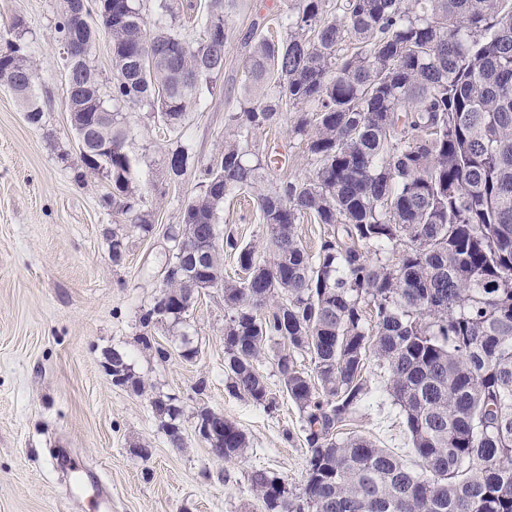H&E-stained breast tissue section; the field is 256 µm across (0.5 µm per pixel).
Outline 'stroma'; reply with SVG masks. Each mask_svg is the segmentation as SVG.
<instances>
[{
  "label": "stroma",
  "mask_w": 512,
  "mask_h": 512,
  "mask_svg": "<svg viewBox=\"0 0 512 512\" xmlns=\"http://www.w3.org/2000/svg\"><path fill=\"white\" fill-rule=\"evenodd\" d=\"M63 0H0V40L14 18L26 22L25 41L35 74L42 119L0 85V512H94L63 477L62 460L83 468L86 483L102 477L112 491L111 512H265L250 476L265 470L303 482L308 457L305 423L284 395L270 353L256 362L276 399L273 410L232 396L224 380V291L199 293L181 323L152 321L172 244L201 167L215 162L232 130L227 99L244 95L250 28L283 37L278 18L297 0H240L227 17L224 72L181 126L166 127L144 109L123 112L126 150L140 208L154 230L144 234L105 204L104 178L83 166L66 109L64 62L55 43ZM188 148L187 173L169 175L164 160ZM278 148L262 190L312 172L305 141L290 120L257 131L249 155ZM224 232L264 249L267 231L248 195L225 199L218 214ZM127 244L114 265L113 236ZM195 348L183 358L184 347ZM123 353L142 392L115 384L106 352ZM372 399L354 430L403 459L411 443L404 418L386 393L387 375L370 366ZM183 408V447L171 445L151 408L156 395ZM223 412L246 434L242 458L214 457L197 430L196 413ZM149 456H142L140 448Z\"/></svg>",
  "instance_id": "1"
}]
</instances>
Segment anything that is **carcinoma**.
<instances>
[{
	"mask_svg": "<svg viewBox=\"0 0 512 512\" xmlns=\"http://www.w3.org/2000/svg\"><path fill=\"white\" fill-rule=\"evenodd\" d=\"M299 0L285 37L258 38L246 82L266 89L228 103L232 136L221 160L201 169L200 193L169 228L172 256L146 324L182 313L163 299L187 288L173 268L191 234L217 223L230 195L251 192L278 162L247 158L242 143L295 110L291 131L315 166L303 179L258 193L268 251L228 234L209 259L224 289L225 387L275 406L255 360L268 343L283 389L305 423L304 484L264 470L251 485L266 512H512V0ZM234 0H209L202 37L189 42L150 23L140 0H93L76 29L68 5L56 41L72 50L78 118L111 141L87 170L105 178L124 222L153 231L138 207L129 130L121 110L150 106L175 128L224 72ZM0 46V83L42 117L26 54L25 22ZM112 39V87L90 56L100 31ZM349 41L352 50L341 52ZM189 153L167 156L175 177ZM332 227L312 254L300 244L305 217ZM244 277L224 278V253ZM310 355L313 374L294 351ZM388 374L416 464L342 427L371 395L367 366ZM224 460L249 441L224 419Z\"/></svg>",
	"mask_w": 512,
	"mask_h": 512,
	"instance_id": "1",
	"label": "carcinoma"
}]
</instances>
